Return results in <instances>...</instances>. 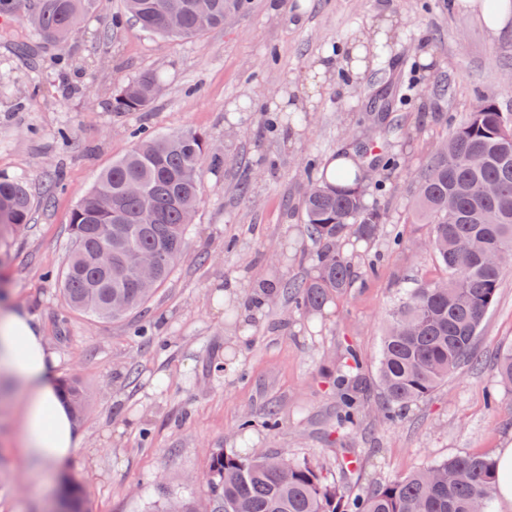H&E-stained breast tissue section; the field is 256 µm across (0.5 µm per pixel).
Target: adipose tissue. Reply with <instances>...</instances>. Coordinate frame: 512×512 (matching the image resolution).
<instances>
[{
	"instance_id": "obj_1",
	"label": "adipose tissue",
	"mask_w": 512,
	"mask_h": 512,
	"mask_svg": "<svg viewBox=\"0 0 512 512\" xmlns=\"http://www.w3.org/2000/svg\"><path fill=\"white\" fill-rule=\"evenodd\" d=\"M401 25L395 15L376 16L372 38L353 40L346 49L350 74L371 68L379 42ZM56 365L38 325L25 311L13 307L0 313V369L22 395L21 444L32 460L51 471L64 469L83 442L82 430L57 389Z\"/></svg>"
}]
</instances>
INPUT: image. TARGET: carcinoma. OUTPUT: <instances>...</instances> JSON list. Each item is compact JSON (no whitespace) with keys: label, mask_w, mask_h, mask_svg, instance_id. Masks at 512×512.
Returning <instances> with one entry per match:
<instances>
[{"label":"carcinoma","mask_w":512,"mask_h":512,"mask_svg":"<svg viewBox=\"0 0 512 512\" xmlns=\"http://www.w3.org/2000/svg\"><path fill=\"white\" fill-rule=\"evenodd\" d=\"M97 0H0V14L26 24L41 45L58 47L75 34ZM246 0H125V13L142 29L168 39H189L221 27ZM160 90V78L144 73L112 96L117 114L147 108ZM372 99L374 120L387 123L393 86L383 82ZM129 153L112 162L72 212L71 247L60 283L69 308L101 320H116L144 308L172 275L187 246L190 224L201 205L205 156H221L202 133L178 130L133 132ZM421 177L414 218L432 225L427 246L443 278L413 284L389 314L377 361L381 402L363 397L357 350H342L336 385L345 412L340 435L352 430L370 409L387 420L395 411L427 398L448 375L478 361L475 341L493 306L508 258L489 263L463 249L466 238L490 253H512V112L494 97H483L447 139ZM336 184L310 176L302 213L311 238L321 245L316 274L288 280L282 293L292 309L309 313L324 307L354 276L343 252L349 238L370 240L381 227L378 207L364 204L358 168H341ZM496 193L483 195L485 186ZM33 197L27 182L0 176V241L30 223ZM498 375L512 390V350L499 357ZM67 398L78 417L90 395L76 379ZM498 485L497 464L488 456L465 453L382 483L364 495L347 497L304 460L284 462L268 454H209L206 512H490ZM70 512H84L82 491L63 492Z\"/></svg>","instance_id":"carcinoma-1"}]
</instances>
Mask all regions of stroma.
<instances>
[{"label": "stroma", "mask_w": 512, "mask_h": 512, "mask_svg": "<svg viewBox=\"0 0 512 512\" xmlns=\"http://www.w3.org/2000/svg\"><path fill=\"white\" fill-rule=\"evenodd\" d=\"M450 2L307 0L299 20L296 0H249L224 27L190 40L126 22L102 44L97 35L123 15L124 0H98L67 49L74 66L64 80L53 51L13 16H0V176L27 179L34 199L30 224L0 244V301L40 326L58 381L78 378L91 395L79 421L84 444L67 467L90 512H160L167 492L205 504L215 448L315 461L353 495L458 454L496 459L512 448V392L501 388L496 366L497 354L512 348V266L477 338L479 364L450 375L401 417L369 413L333 439L341 402L332 380L342 348L357 349L377 391L374 363L389 311L402 288L441 276L426 246L431 227L411 213L436 146L481 97L512 109V32L494 35ZM382 12L403 20L392 56L358 78L337 65L305 120L282 122L280 99L308 95L313 59L367 33ZM146 72L162 78L157 99L140 112H110L113 92ZM386 78L400 93L393 127L381 128L368 100ZM140 126L202 132L224 160L205 162L188 246L147 313L98 321L68 309L59 290L69 224ZM361 140L378 147L361 160L371 174L361 188L367 204L380 206L384 230L345 242L357 272L352 287L315 314L290 312L280 295L246 315L256 282L314 274L318 247L301 215L305 160L324 166ZM244 168L253 177L245 195L238 190ZM58 177L63 188L44 203L45 185ZM372 266L377 275H368ZM269 405L279 412L273 431L262 422ZM247 415L252 425L240 429ZM19 427L17 403L0 397V512H52L61 483L28 460ZM348 456L355 468L346 467Z\"/></svg>", "instance_id": "stroma-1"}]
</instances>
